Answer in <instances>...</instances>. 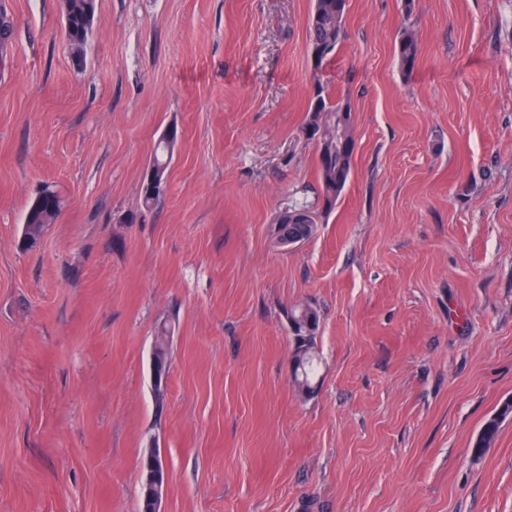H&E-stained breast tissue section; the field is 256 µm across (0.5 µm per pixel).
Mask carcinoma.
<instances>
[{"label": "carcinoma", "instance_id": "cac0c4a2", "mask_svg": "<svg viewBox=\"0 0 512 512\" xmlns=\"http://www.w3.org/2000/svg\"><path fill=\"white\" fill-rule=\"evenodd\" d=\"M68 39L74 59L82 63L84 48L97 20L96 0H63L62 4ZM348 0H314V7L307 19L306 29L311 53L318 60L330 59L345 36V21ZM418 40L410 32L402 35L398 48V62L405 73L413 70L418 57ZM309 120L306 130L317 136L326 127L336 134V126L343 128L345 148L334 154H318V179L320 193L325 200V209L336 205L352 173L356 141L354 120L348 104L332 100L321 85H316L308 108ZM176 134L163 136L151 160V171L160 186H165L169 156ZM41 192L49 196L53 204L40 209L30 205L25 215L23 244L33 246L43 236L47 226L54 223L63 208V199L52 186ZM289 334L292 341V382L298 393L308 396L314 392L313 374L316 361V337L320 327V316L310 303H304L286 312ZM512 413V401H506L498 414L488 418L473 443L472 455L483 456L495 442L502 419Z\"/></svg>", "mask_w": 512, "mask_h": 512}]
</instances>
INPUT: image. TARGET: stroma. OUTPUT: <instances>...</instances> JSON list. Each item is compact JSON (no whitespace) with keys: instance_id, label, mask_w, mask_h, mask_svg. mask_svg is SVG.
Returning a JSON list of instances; mask_svg holds the SVG:
<instances>
[{"instance_id":"35a3bbf8","label":"stroma","mask_w":512,"mask_h":512,"mask_svg":"<svg viewBox=\"0 0 512 512\" xmlns=\"http://www.w3.org/2000/svg\"><path fill=\"white\" fill-rule=\"evenodd\" d=\"M313 6L97 0L79 66L62 0H0V512H138L151 447L162 512H512V415L471 454L512 399V0H349L320 63ZM318 84L356 140L329 211ZM45 183L65 207L25 250ZM302 206L313 232L282 246ZM305 302L306 397L286 319ZM418 40L413 33L406 32L402 35L398 48V62L403 72H412L418 57ZM176 138L175 131H172L171 138L168 137V134H165L163 138L160 140L157 149L153 155V159L150 164L151 171L157 179L158 183H160L161 189L153 192L149 189L147 180L144 182L141 188V197L142 203L146 208H153L157 206L161 202L162 195L165 191V184L167 180V169L169 165V156L171 149L173 148L174 141ZM286 317L292 341V382L298 393L309 396L314 392L312 380L320 316L312 304L304 303L289 309ZM511 412L512 401L509 400L503 403L498 414L488 418L484 422L481 431L472 446V455L474 458H480L486 453L488 448L491 447L498 436L502 419ZM149 455H153L156 459L158 458L157 451H156V449L154 451V448H148V450L145 452V454L141 458V461H140L141 491H140V506H139L140 512H152V507L150 506V503L146 496V491H145L146 477H145V473H144L145 466H146L144 458ZM159 458H160L162 464L157 462V460L155 459L152 462V466H151V482H152V486H153V489H154V492L156 495V500H157L156 511L158 510V512L160 511L162 498H163L164 492H165L167 484H168L167 466H166L165 462L163 461L160 454H159Z\"/></svg>"}]
</instances>
